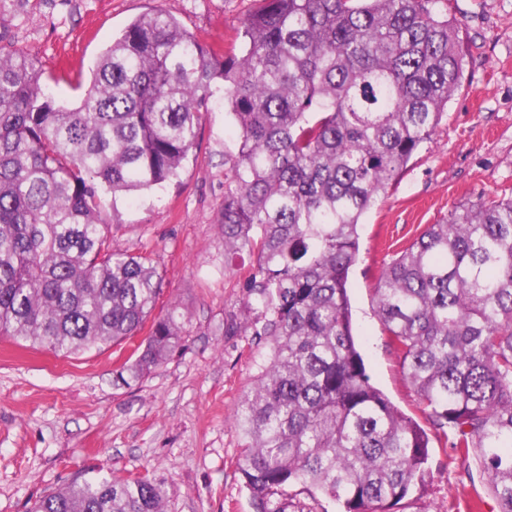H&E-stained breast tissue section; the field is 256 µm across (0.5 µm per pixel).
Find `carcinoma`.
<instances>
[{"label":"carcinoma","instance_id":"cac0c4a2","mask_svg":"<svg viewBox=\"0 0 512 512\" xmlns=\"http://www.w3.org/2000/svg\"><path fill=\"white\" fill-rule=\"evenodd\" d=\"M450 0H261L219 54L164 12L101 53L72 108L37 57L0 44V336L68 357L144 329L161 291L146 254L112 251L100 190L178 177L224 82V254L257 250L247 306L269 358L233 416L255 512L300 482L343 512H395L429 475V438L370 382L347 292L361 219L430 142L464 86ZM375 312L432 425L512 512V197L469 201L385 266ZM151 322L139 378L181 341ZM147 475L74 481L32 512H165Z\"/></svg>","mask_w":512,"mask_h":512}]
</instances>
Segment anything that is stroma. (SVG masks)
<instances>
[{"instance_id": "stroma-1", "label": "stroma", "mask_w": 512, "mask_h": 512, "mask_svg": "<svg viewBox=\"0 0 512 512\" xmlns=\"http://www.w3.org/2000/svg\"><path fill=\"white\" fill-rule=\"evenodd\" d=\"M255 0H8L0 39L37 56L58 104L79 103L78 76L137 16L173 14L206 44L229 43ZM466 57L464 88L434 140L364 214L348 279L353 333L373 385L427 429L430 478L398 512H498L472 457L431 430L398 354L374 313L383 267L461 203L512 188V0H452ZM237 150L223 94L198 128L195 159L149 190L101 191L100 218L114 250L158 259L153 317L186 315L182 340L150 374L118 373L136 340L62 357L0 336V512H31L73 481L148 475L165 489V512H254L237 469L242 440L232 416L267 361L263 337L228 336L227 321L256 323L245 285L254 258H224L218 223L224 161Z\"/></svg>"}]
</instances>
